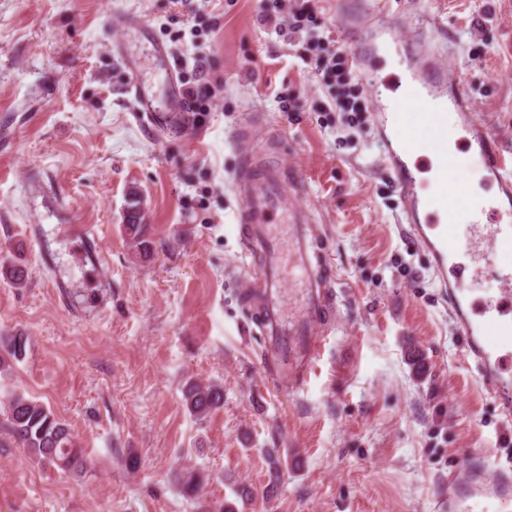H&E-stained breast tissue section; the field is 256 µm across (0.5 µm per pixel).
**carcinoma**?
Instances as JSON below:
<instances>
[{
    "label": "carcinoma",
    "instance_id": "carcinoma-1",
    "mask_svg": "<svg viewBox=\"0 0 512 512\" xmlns=\"http://www.w3.org/2000/svg\"><path fill=\"white\" fill-rule=\"evenodd\" d=\"M135 203L128 210L130 221L124 225L129 239L139 248L146 243L144 225L136 221ZM29 338L21 334L10 336L6 343L0 342V373L6 374L12 364L24 359ZM183 400L188 412L197 419H204L224 404L223 387L218 384H203L188 381L183 387ZM7 421L15 441L30 457L80 474L86 467L82 449L75 446L68 424L46 405L23 393H12L7 400ZM177 482L188 494L198 492L203 478L195 471L176 476Z\"/></svg>",
    "mask_w": 512,
    "mask_h": 512
}]
</instances>
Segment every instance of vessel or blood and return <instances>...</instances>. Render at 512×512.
Masks as SVG:
<instances>
[{
	"instance_id": "obj_1",
	"label": "vessel or blood",
	"mask_w": 512,
	"mask_h": 512,
	"mask_svg": "<svg viewBox=\"0 0 512 512\" xmlns=\"http://www.w3.org/2000/svg\"><path fill=\"white\" fill-rule=\"evenodd\" d=\"M128 90L139 112L153 121L162 116L151 91L139 78L136 60H129ZM414 110L398 97L399 78L373 74L372 88L381 101L379 125L384 154L391 163L393 181L406 202L403 220L409 237L428 251L434 270L448 290L455 324L465 338L463 356L476 364L490 396L512 413V225L492 222V215L512 214V156L492 147L483 124L469 118L467 86L424 64L412 74ZM464 118L466 150L476 158L486 181L497 184L500 198L494 210L474 204L468 186L454 178L455 154L439 163L433 198L421 201L416 177L408 165L410 147L419 135L440 141L448 125ZM243 199L238 222L244 229L246 256L252 261L247 300L252 320L267 342L269 358L281 371L280 386L295 392L305 386L321 357L326 336L333 331L336 307L329 293L333 263L322 252L311 227L308 209L292 207L288 197L298 183L284 168L256 159L244 151L235 176ZM469 218L477 239L478 258L472 264L455 262L460 241V218ZM495 272L506 289L495 307L475 312L470 284L486 271ZM292 281L304 290V303L294 319H287L283 284ZM448 512H468L469 499L494 494L504 512H512V472H501L487 484L481 468L467 466L448 478Z\"/></svg>"
}]
</instances>
